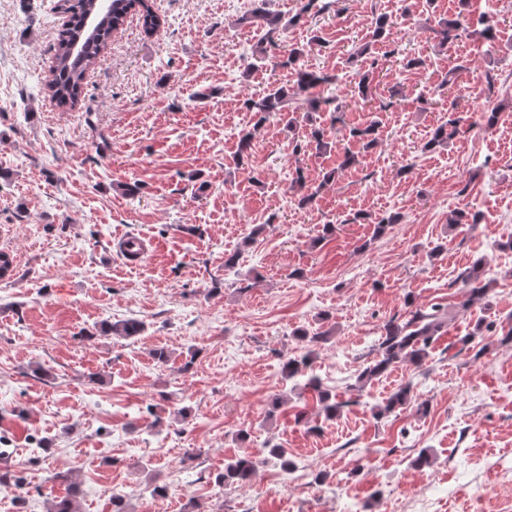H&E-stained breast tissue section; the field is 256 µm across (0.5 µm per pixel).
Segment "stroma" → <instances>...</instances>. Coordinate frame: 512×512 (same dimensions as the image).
I'll return each mask as SVG.
<instances>
[{
    "mask_svg": "<svg viewBox=\"0 0 512 512\" xmlns=\"http://www.w3.org/2000/svg\"><path fill=\"white\" fill-rule=\"evenodd\" d=\"M152 5L159 32L130 13L70 109L46 88L61 0H0V249L17 257L0 278V475L11 477L0 512H13L1 494L14 488L25 512L69 494L78 512H112L108 485L127 512H512V0H336L296 24L300 0ZM261 5L288 29L237 26ZM382 13L394 26L375 49L379 101L363 108L352 88L369 62L354 52ZM441 18L461 22L442 49ZM262 45L271 61L250 69ZM301 45L306 65L334 75L323 94L335 109L256 125L245 100L291 85L284 62ZM406 57L424 64L404 68ZM453 115L448 147L424 150ZM374 119L368 149L350 132ZM315 126L331 152L292 155ZM348 153L358 162L345 168ZM304 193L315 199L302 208ZM461 210L479 223H453ZM120 236L158 249L127 265ZM478 260L492 289L470 305L462 276ZM434 303L448 325L429 357L356 391L386 323ZM131 319L141 335L102 332ZM480 321L493 329L473 336ZM301 330L327 339L306 343ZM301 357L341 402L336 419L284 372ZM404 385L410 403L375 418ZM274 445L294 470L268 455ZM424 450L431 465L413 468ZM243 457L251 479L219 482Z\"/></svg>",
    "mask_w": 512,
    "mask_h": 512,
    "instance_id": "35a3bbf8",
    "label": "stroma"
}]
</instances>
